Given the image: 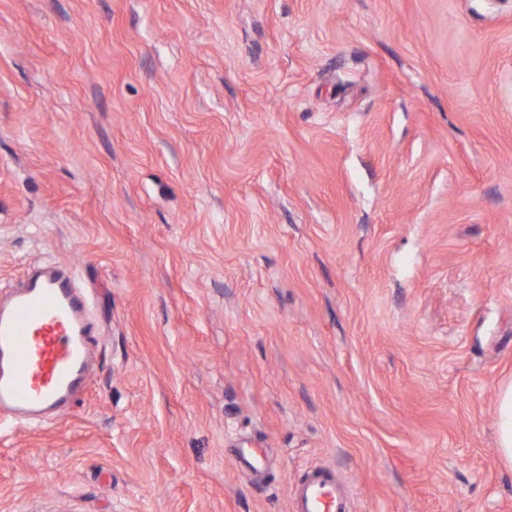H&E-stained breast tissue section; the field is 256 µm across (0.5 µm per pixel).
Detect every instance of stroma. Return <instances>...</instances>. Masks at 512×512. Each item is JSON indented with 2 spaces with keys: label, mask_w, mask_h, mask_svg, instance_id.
Returning a JSON list of instances; mask_svg holds the SVG:
<instances>
[{
  "label": "stroma",
  "mask_w": 512,
  "mask_h": 512,
  "mask_svg": "<svg viewBox=\"0 0 512 512\" xmlns=\"http://www.w3.org/2000/svg\"><path fill=\"white\" fill-rule=\"evenodd\" d=\"M47 261L98 364L0 512H512V0H0V296ZM497 415L495 450L501 461L512 468V384L499 395ZM295 512H348L344 491L332 471L313 469L297 485Z\"/></svg>",
  "instance_id": "obj_1"
}]
</instances>
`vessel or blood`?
<instances>
[{
	"label": "vessel or blood",
	"instance_id": "b4317fda",
	"mask_svg": "<svg viewBox=\"0 0 512 512\" xmlns=\"http://www.w3.org/2000/svg\"><path fill=\"white\" fill-rule=\"evenodd\" d=\"M98 337L75 268L46 263L0 303V412L38 425L64 410L90 380ZM295 512H348L332 471H309Z\"/></svg>",
	"mask_w": 512,
	"mask_h": 512
}]
</instances>
